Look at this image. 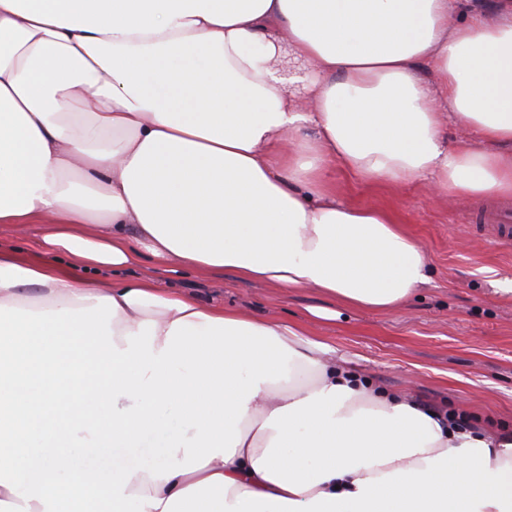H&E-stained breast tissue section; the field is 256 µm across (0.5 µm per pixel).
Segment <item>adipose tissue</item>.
Segmentation results:
<instances>
[{
  "instance_id": "adipose-tissue-1",
  "label": "adipose tissue",
  "mask_w": 512,
  "mask_h": 512,
  "mask_svg": "<svg viewBox=\"0 0 512 512\" xmlns=\"http://www.w3.org/2000/svg\"><path fill=\"white\" fill-rule=\"evenodd\" d=\"M336 162L511 195L512 0H0V224L43 228L0 248V512H512V437L374 392L301 326L94 277L148 257L404 306L424 248L339 201ZM161 431L154 468L74 464ZM40 225H30L25 236H18L13 232L12 227L0 224V244L12 246L17 252L24 256L32 255L38 250V236L41 234Z\"/></svg>"
}]
</instances>
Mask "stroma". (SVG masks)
Wrapping results in <instances>:
<instances>
[{
    "mask_svg": "<svg viewBox=\"0 0 512 512\" xmlns=\"http://www.w3.org/2000/svg\"><path fill=\"white\" fill-rule=\"evenodd\" d=\"M347 203L394 214L424 247L428 281L407 306L350 309L313 289L261 285L227 271L171 272L152 260L126 271L160 287L271 321L305 326L380 389L465 413L474 427L512 434V239L494 241L471 220L488 199L456 200L420 187L359 184L336 176ZM162 435L141 448L76 449L90 467L159 464Z\"/></svg>",
    "mask_w": 512,
    "mask_h": 512,
    "instance_id": "obj_1",
    "label": "stroma"
}]
</instances>
